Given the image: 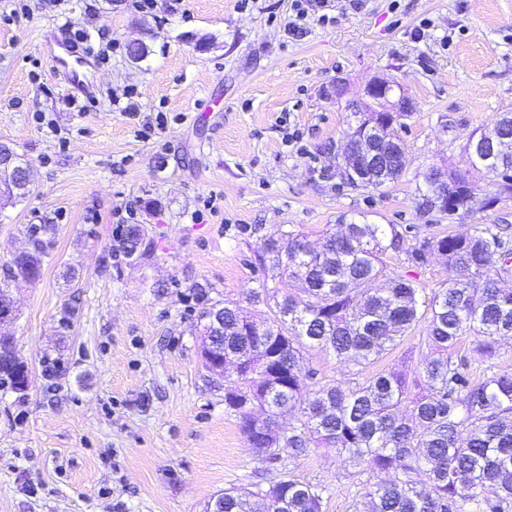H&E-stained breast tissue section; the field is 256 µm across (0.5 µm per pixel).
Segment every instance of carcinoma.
<instances>
[{"mask_svg":"<svg viewBox=\"0 0 512 512\" xmlns=\"http://www.w3.org/2000/svg\"><path fill=\"white\" fill-rule=\"evenodd\" d=\"M484 176L512 190V173L484 160ZM457 184L450 213L485 211L491 199L477 186ZM52 225L30 229L32 251L4 267L3 283L40 273ZM415 243L403 248L405 239ZM406 251L423 265L438 256L452 272L425 291L387 272V253ZM263 272L253 315L236 302L224 305V356L234 360V385L224 405L234 413L254 459L274 465L282 449L306 455L334 448L367 510L355 512H512V370L496 368L499 340L512 337V241L499 224H476L463 235L421 234L415 224H373L353 219L313 244L296 229L263 240ZM293 288L279 294L282 279ZM427 322L413 367L381 370L360 382L334 384L301 371L304 352L319 348L355 367L354 376L395 348L418 323ZM269 325L274 336H258ZM465 336L470 346L461 347ZM15 352H0V381L17 386ZM486 363L472 379L473 361ZM387 478L380 479L378 475ZM328 487L281 473L262 488L224 490V512H322Z\"/></svg>","mask_w":512,"mask_h":512,"instance_id":"carcinoma-1","label":"carcinoma"}]
</instances>
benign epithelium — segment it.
Wrapping results in <instances>:
<instances>
[{"label": "benign epithelium", "instance_id": "obj_1", "mask_svg": "<svg viewBox=\"0 0 512 512\" xmlns=\"http://www.w3.org/2000/svg\"><path fill=\"white\" fill-rule=\"evenodd\" d=\"M395 87V82L377 77L369 80L364 87L366 102L358 108L362 117L359 122L361 133L355 136L358 140V149L341 155L343 167L356 182L364 180L375 184L384 183L387 173L403 170L406 147L394 130L397 119H383L379 117V113H399L405 118L414 112L416 107L412 99L403 93L396 101H390ZM507 140L512 141V135H501L499 125L474 136L467 151L469 162L504 151L502 142ZM3 176L9 178L10 190L13 192L26 190L31 182L29 168L10 147L0 149V178ZM427 181L435 186L442 182L448 185V189H443L441 193L432 196L433 208L441 213L448 212V193L453 191V184L448 182L447 173L439 169L432 170ZM201 358L203 362L209 364L208 372L218 381L223 380L232 369L224 360V355L216 351L209 336L203 337Z\"/></svg>", "mask_w": 512, "mask_h": 512}]
</instances>
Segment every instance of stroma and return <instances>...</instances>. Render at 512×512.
<instances>
[{
  "mask_svg": "<svg viewBox=\"0 0 512 512\" xmlns=\"http://www.w3.org/2000/svg\"><path fill=\"white\" fill-rule=\"evenodd\" d=\"M10 17L0 0V142L31 169L29 193L0 198V266L53 227L38 277L12 282L13 336L27 391L0 387V512H206L232 486L279 480L259 472L224 387L200 359L196 287L251 310L264 238L293 227L317 240L341 220L418 224L465 233L512 225V194L468 162L472 133L512 112V0H328L296 20L292 0H30ZM328 22H321V15ZM108 58H90L89 94L62 78L65 22ZM146 55L133 60L131 43ZM374 77L416 103L396 133L407 162L381 189L336 173L352 107ZM343 83L341 100L324 96ZM131 86L139 112L112 108ZM151 138L138 134L157 112ZM45 113L49 133L33 119ZM473 180L492 208L443 216L422 207L430 168ZM218 217L198 220L204 197ZM145 231L142 258L121 251ZM391 272L426 289L450 276L391 254ZM301 479L329 488L323 512H353L357 490L332 448L292 458Z\"/></svg>",
  "mask_w": 512,
  "mask_h": 512,
  "instance_id": "obj_1",
  "label": "stroma"
}]
</instances>
